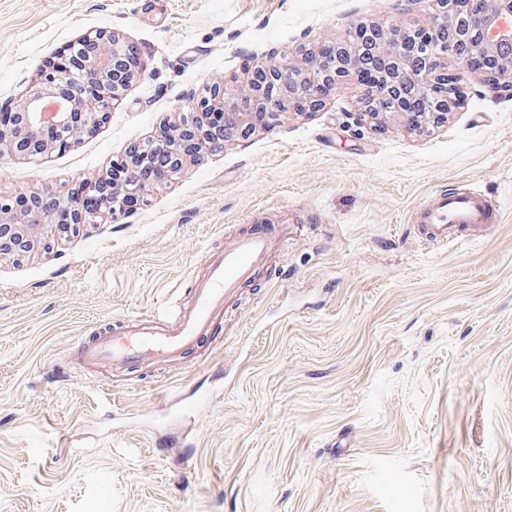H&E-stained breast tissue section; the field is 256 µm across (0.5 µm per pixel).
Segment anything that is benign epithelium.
<instances>
[{"label": "benign epithelium", "instance_id": "1", "mask_svg": "<svg viewBox=\"0 0 512 512\" xmlns=\"http://www.w3.org/2000/svg\"><path fill=\"white\" fill-rule=\"evenodd\" d=\"M436 12L427 25L409 28L394 24L375 28L358 24L347 39L334 44L331 54L315 52L301 61L270 60L262 68L264 82L247 80L230 85L222 78L211 82L208 95L194 103L191 111L179 113L147 144L129 150L126 172L119 182L90 185L100 195L95 209L71 192L52 187L31 196L27 210H14L11 199L0 197V257L27 256L44 251L50 240L73 227L94 224L104 213L126 214V198L143 201L157 185L171 179L192 159L184 146L196 144L195 154L224 151L239 139L245 140L263 125H269L304 98L312 107L321 102L322 92L335 90L344 78L364 69L377 72V80L366 86V113L396 112L416 124H439L448 120L452 100L448 80L438 71L451 59L461 70L476 75L472 62L490 60L488 82L510 76L512 84V28L502 29L501 16L512 13V0H435ZM93 46L90 60L70 65L64 61L43 71L35 89L26 95L18 125L5 133L0 145L19 153H41L49 149L42 130L53 127L69 136L58 141L71 146L84 133L95 131L106 119V110L118 101L135 73L126 67L127 49L119 35L99 30L80 39ZM65 98L57 112H46V103ZM423 102L420 119H412L407 106ZM224 111V126L213 128L204 116Z\"/></svg>", "mask_w": 512, "mask_h": 512}]
</instances>
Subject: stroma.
<instances>
[{
    "instance_id": "obj_1",
    "label": "stroma",
    "mask_w": 512,
    "mask_h": 512,
    "mask_svg": "<svg viewBox=\"0 0 512 512\" xmlns=\"http://www.w3.org/2000/svg\"><path fill=\"white\" fill-rule=\"evenodd\" d=\"M428 20L409 0H0V112L96 30L142 68L78 145L1 154L0 196L99 179L216 77ZM441 71L461 91L446 123L364 117L353 76L127 215L0 258V512H512V93ZM463 186L500 223L425 245L413 212ZM257 226L276 245L206 342L78 364L124 318L190 304L211 252Z\"/></svg>"
}]
</instances>
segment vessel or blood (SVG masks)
<instances>
[{"label": "vessel or blood", "instance_id": "vessel-or-blood-1", "mask_svg": "<svg viewBox=\"0 0 512 512\" xmlns=\"http://www.w3.org/2000/svg\"><path fill=\"white\" fill-rule=\"evenodd\" d=\"M413 221L419 236L433 246L460 242L461 230L480 237L498 215L486 197L467 188L445 193L416 210ZM274 247L268 232L262 229L239 236L223 251L214 253L208 272L194 288L193 303L180 310L174 320L152 315L128 318L120 334L98 336L79 354L81 363H111L126 369L157 358H174L198 345L209 335L215 320L224 311V300L233 295Z\"/></svg>", "mask_w": 512, "mask_h": 512}]
</instances>
